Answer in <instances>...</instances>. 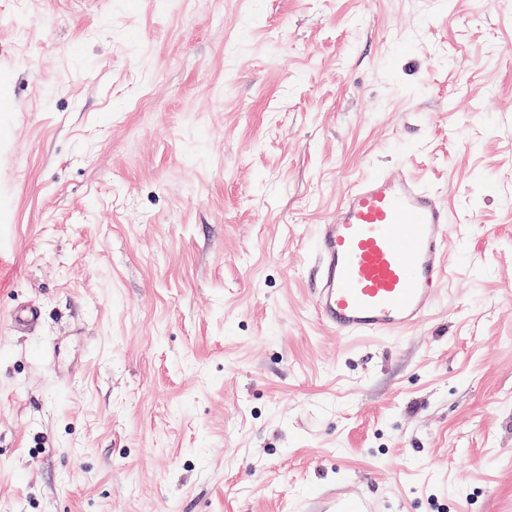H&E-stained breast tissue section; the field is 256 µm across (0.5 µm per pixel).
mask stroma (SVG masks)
<instances>
[{"mask_svg":"<svg viewBox=\"0 0 512 512\" xmlns=\"http://www.w3.org/2000/svg\"><path fill=\"white\" fill-rule=\"evenodd\" d=\"M379 170L441 192L453 277L347 342L315 231ZM339 487L512 512V6L0 0V512Z\"/></svg>","mask_w":512,"mask_h":512,"instance_id":"35a3bbf8","label":"stroma"}]
</instances>
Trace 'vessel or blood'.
<instances>
[{
    "label": "vessel or blood",
    "instance_id": "b4317fda",
    "mask_svg": "<svg viewBox=\"0 0 512 512\" xmlns=\"http://www.w3.org/2000/svg\"><path fill=\"white\" fill-rule=\"evenodd\" d=\"M440 193L380 171L354 178L333 220L319 225L315 309L336 333L396 336L423 324L439 299L450 235ZM311 512H374L366 495L336 492Z\"/></svg>",
    "mask_w": 512,
    "mask_h": 512
}]
</instances>
